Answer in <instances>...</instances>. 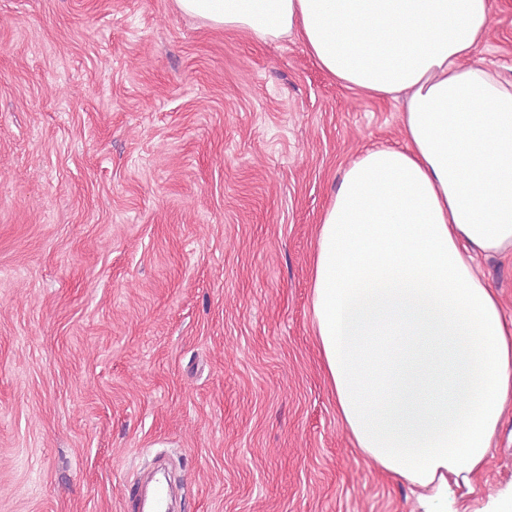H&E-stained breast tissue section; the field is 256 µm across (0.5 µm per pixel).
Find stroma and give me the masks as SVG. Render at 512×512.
<instances>
[{
	"label": "stroma",
	"mask_w": 512,
	"mask_h": 512,
	"mask_svg": "<svg viewBox=\"0 0 512 512\" xmlns=\"http://www.w3.org/2000/svg\"><path fill=\"white\" fill-rule=\"evenodd\" d=\"M479 58L512 80V0ZM401 103L175 0H0V512H413L358 453L311 319L321 215ZM478 274L512 319V257ZM512 492V402L474 488Z\"/></svg>",
	"instance_id": "obj_1"
}]
</instances>
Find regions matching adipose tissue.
<instances>
[{
  "label": "adipose tissue",
  "instance_id": "1",
  "mask_svg": "<svg viewBox=\"0 0 512 512\" xmlns=\"http://www.w3.org/2000/svg\"><path fill=\"white\" fill-rule=\"evenodd\" d=\"M298 36L337 85L403 94L400 146L361 153L322 214L311 314L360 454L447 512L512 400V319L474 271L512 254V81L476 56L489 0H176Z\"/></svg>",
  "mask_w": 512,
  "mask_h": 512
}]
</instances>
